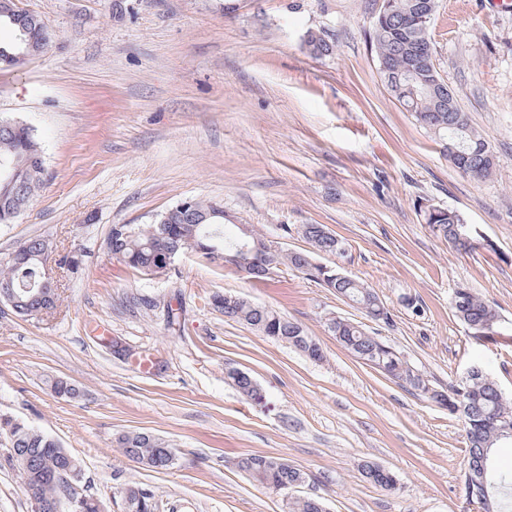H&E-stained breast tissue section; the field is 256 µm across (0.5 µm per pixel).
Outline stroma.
Wrapping results in <instances>:
<instances>
[{
	"instance_id": "35a3bbf8",
	"label": "stroma",
	"mask_w": 512,
	"mask_h": 512,
	"mask_svg": "<svg viewBox=\"0 0 512 512\" xmlns=\"http://www.w3.org/2000/svg\"><path fill=\"white\" fill-rule=\"evenodd\" d=\"M16 4L51 39L24 66L0 65V116L35 129L46 172L0 225V258L41 236L75 264L58 273L51 314L24 320L0 306V416L66 448L81 492L105 512H124L115 491L126 484L153 490L160 512H288L305 496L328 512H473L460 415L356 358L325 319L362 325L433 387L481 364L512 398V13L438 0L429 29L441 76L497 156L476 181L383 82L370 39L379 0ZM311 31L332 39L333 55L308 53ZM191 197L223 204L283 253L307 250L302 225H325L345 253L320 263L373 288L390 322L287 268L252 281L186 255L150 276L108 252L112 225L152 223ZM426 204L461 213L474 249L436 237ZM459 288L497 311L504 335L469 336L452 310ZM224 293L300 323L323 360L225 318L210 303ZM229 367L258 383L261 402L226 380ZM57 380L78 396L55 394ZM131 431L167 441L174 465L128 459L115 439ZM9 452L0 434V512H33ZM247 454L282 458L307 480L266 488L234 467ZM368 461L397 486L367 481Z\"/></svg>"
}]
</instances>
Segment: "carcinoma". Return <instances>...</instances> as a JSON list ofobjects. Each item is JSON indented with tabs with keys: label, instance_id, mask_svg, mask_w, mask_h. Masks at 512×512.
Returning a JSON list of instances; mask_svg holds the SVG:
<instances>
[{
	"label": "carcinoma",
	"instance_id": "obj_1",
	"mask_svg": "<svg viewBox=\"0 0 512 512\" xmlns=\"http://www.w3.org/2000/svg\"><path fill=\"white\" fill-rule=\"evenodd\" d=\"M390 10L412 17L410 24L396 29L386 21L384 9H379L373 22L372 45L378 64L389 63L396 72L417 71L425 80L440 77L433 60V49L428 30L413 19L418 10L436 12L437 0H388ZM12 7L10 14L0 13V24L10 26L14 40L0 43V59L10 58L11 65L20 66L26 62L22 55L27 53V45L41 39L42 20L37 16L17 8L14 0H0V10ZM307 43L312 47V55L327 57L333 53V44L321 32L310 31ZM393 97L410 112L417 123L442 143L448 160L465 175L482 180L487 178L497 166V158L486 136L475 130L469 123L466 113L459 108L453 92H448L450 112L437 124L430 123V115L435 112L430 94L422 91V85H409L405 82H386ZM16 120L0 117V165L16 164L22 169L26 186V201H31L41 188L45 174L44 150L34 129L26 127L19 131L7 132L1 128L5 123ZM14 208L11 191L0 184V224H12L17 216L11 214ZM424 223L437 237L449 245L466 250L473 243L457 237L455 227L465 223L464 217L455 210L429 205L422 210ZM171 229L177 237H195V240L216 246L230 255L240 245V232L228 233L224 224V208L202 199H186L177 203L155 220L152 224L132 226L120 225V230L109 235L112 239L111 255L127 266L147 275L157 273L165 265L167 253L171 248L170 237L164 235L162 226ZM17 250L23 252L21 259L0 260V284L10 283L18 289L23 308L28 310H52L56 308L58 293L47 290L39 292L44 280V270L39 256L52 252L49 240L42 237L28 238L22 241ZM313 257L311 251H301L293 256L289 253H277L268 248L260 252V260L269 266L285 265L290 269L298 268L303 257ZM328 289L344 291L365 315L374 321L388 322V308L380 303L374 289L353 277L343 282L334 278L321 280ZM213 305L221 309L224 317L245 324L255 331L274 337V333H297L301 342V353L314 361L322 360L320 345L306 332L303 326L281 315L273 308L257 305L244 298L231 294L213 296ZM452 307L455 316L461 320L478 341L501 333V322L495 309L479 296L466 288L455 292ZM345 348L357 358L371 365L381 374L401 386H408L446 408L451 414L460 413L463 417L469 439L468 469L464 472L465 489L473 497L487 499L485 512H512V472L503 471L486 461L485 482L476 483L470 479L471 468L478 463L481 449L495 447L502 437L497 429L488 425V419L499 414L512 415V399L505 397L500 386L489 380L477 370L462 384L449 386L448 391L434 389L423 377L416 373L391 346L368 335L361 325L346 319H339L331 330ZM13 428L10 440L18 459L12 461L17 467L24 490L35 488V493L45 501H59L60 512H70L65 495L80 498L79 512H102L99 501L78 492L80 481L61 489L55 483L36 482L33 475L20 463L22 458H31L42 463L45 468L67 467L70 465L61 446L45 433L22 423L4 422L0 418V431L4 425ZM129 459L146 467L166 470L174 464V452H165V442L161 438L145 432H127L116 439ZM271 456L243 455L238 458V469L270 489H288L305 481L306 474L284 461L273 467ZM362 474L370 482L384 488L392 486V480L384 473L376 471L372 463L361 466ZM124 503L125 512H159V501L155 493L139 485H127L118 490Z\"/></svg>",
	"mask_w": 512,
	"mask_h": 512
}]
</instances>
